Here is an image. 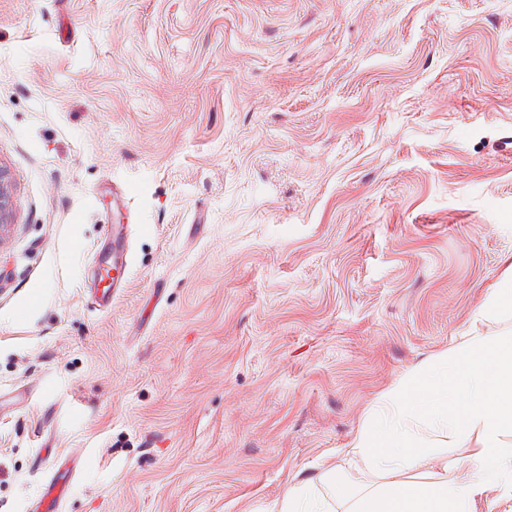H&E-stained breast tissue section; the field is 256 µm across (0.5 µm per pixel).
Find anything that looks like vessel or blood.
<instances>
[{
  "mask_svg": "<svg viewBox=\"0 0 512 512\" xmlns=\"http://www.w3.org/2000/svg\"><path fill=\"white\" fill-rule=\"evenodd\" d=\"M129 191H122L119 198L112 201V224L106 225V236L112 250L101 256L94 303L99 310L109 309L118 288L123 287L130 274L132 263L130 246V227L123 224L121 218L129 198ZM67 482L66 475L56 474L46 484L45 491L38 499L36 512H61L63 495L62 486Z\"/></svg>",
  "mask_w": 512,
  "mask_h": 512,
  "instance_id": "b4317fda",
  "label": "vessel or blood"
}]
</instances>
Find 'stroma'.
<instances>
[{
  "label": "stroma",
  "mask_w": 512,
  "mask_h": 512,
  "mask_svg": "<svg viewBox=\"0 0 512 512\" xmlns=\"http://www.w3.org/2000/svg\"><path fill=\"white\" fill-rule=\"evenodd\" d=\"M0 512H277L512 276V0H0ZM132 265L88 296L112 190ZM38 308L22 312L32 289ZM13 223V187L9 174L0 166V236ZM67 482V474H54L46 484L45 491L38 499L37 512H61L64 486ZM60 492H55L56 487Z\"/></svg>",
  "instance_id": "obj_1"
}]
</instances>
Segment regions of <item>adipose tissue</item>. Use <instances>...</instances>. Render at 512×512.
<instances>
[{"label": "adipose tissue", "instance_id": "obj_1", "mask_svg": "<svg viewBox=\"0 0 512 512\" xmlns=\"http://www.w3.org/2000/svg\"><path fill=\"white\" fill-rule=\"evenodd\" d=\"M394 408L378 414L357 435L351 452L374 474L373 483L346 486L338 468L289 488L279 512H476L491 469L512 471V337L462 344L438 366L407 375ZM467 435L474 450L436 473L417 475L435 449L419 425ZM338 493V504L318 496V486Z\"/></svg>", "mask_w": 512, "mask_h": 512}]
</instances>
